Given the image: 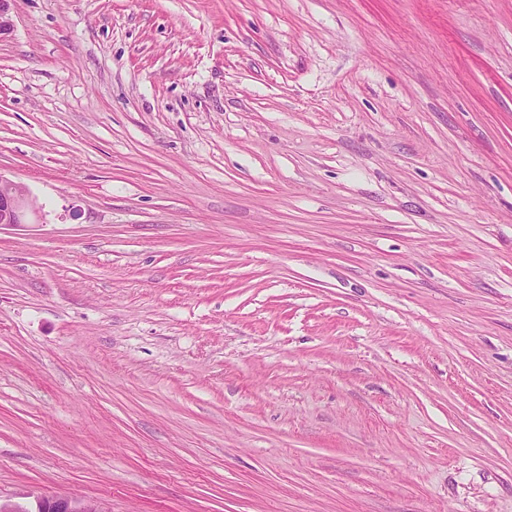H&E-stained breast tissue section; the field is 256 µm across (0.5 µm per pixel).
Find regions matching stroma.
I'll list each match as a JSON object with an SVG mask.
<instances>
[{
    "label": "stroma",
    "instance_id": "1",
    "mask_svg": "<svg viewBox=\"0 0 512 512\" xmlns=\"http://www.w3.org/2000/svg\"><path fill=\"white\" fill-rule=\"evenodd\" d=\"M0 495L512 512V0H14ZM37 210L28 188L0 177V226L29 224Z\"/></svg>",
    "mask_w": 512,
    "mask_h": 512
}]
</instances>
